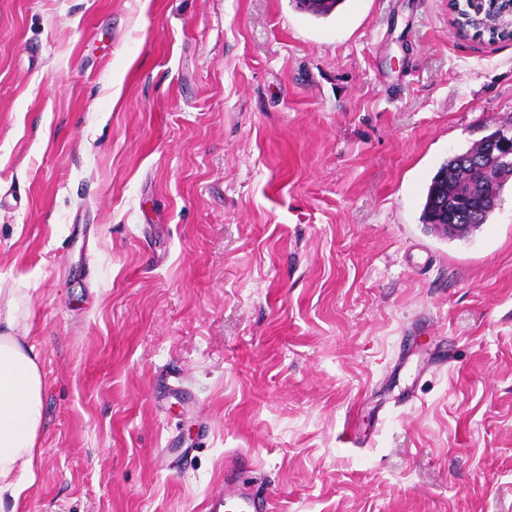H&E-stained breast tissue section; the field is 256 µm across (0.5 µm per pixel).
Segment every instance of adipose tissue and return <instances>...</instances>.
I'll list each match as a JSON object with an SVG mask.
<instances>
[{
	"label": "adipose tissue",
	"mask_w": 512,
	"mask_h": 512,
	"mask_svg": "<svg viewBox=\"0 0 512 512\" xmlns=\"http://www.w3.org/2000/svg\"><path fill=\"white\" fill-rule=\"evenodd\" d=\"M21 289L0 295V512H25L40 458L41 355L20 323Z\"/></svg>",
	"instance_id": "1"
}]
</instances>
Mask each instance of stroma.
I'll use <instances>...</instances> for the list:
<instances>
[{
  "label": "stroma",
  "instance_id": "35a3bbf8",
  "mask_svg": "<svg viewBox=\"0 0 512 512\" xmlns=\"http://www.w3.org/2000/svg\"><path fill=\"white\" fill-rule=\"evenodd\" d=\"M448 0H0V288L46 384L26 512H512V41ZM485 3H486V7H485V9L483 11V14L480 17H476L468 9V7L469 6L470 7L474 6L476 11H477V14H478L481 11V7L483 6V3L477 2V3L470 4V5L465 3V2L461 3L459 14L457 16V22H458V24L460 26L459 32L464 33V31H468V30H478V29H481L484 32V37L487 36L488 37V41H490V42H498V41L506 42V41H511L512 40V36H509V34H507L506 32L501 34L500 37L496 36V38H494L495 41L490 40L491 39L490 33L483 29V27L481 26V22H480V19L483 18V16H484L486 11L488 13H491V9L489 8V3L492 4V1H490L489 3L488 2H485ZM476 21H478V22H476ZM484 37H483V39H484ZM496 144L499 149H496ZM512 155V129H503L497 137L495 146L483 155L481 166L490 168L498 165L501 160ZM497 130L465 152L448 157L435 173L428 186L423 204V223L436 230L435 224H448V230L463 235L472 225V232L487 224L499 205L500 195L512 180V164L484 175L479 168L482 153L491 145L489 139ZM468 186L471 191L466 201L458 198L459 190ZM247 466L242 457L224 460V490L221 498L210 504V512H273L271 499L243 491L241 475Z\"/></svg>",
  "mask_w": 512,
  "mask_h": 512
}]
</instances>
